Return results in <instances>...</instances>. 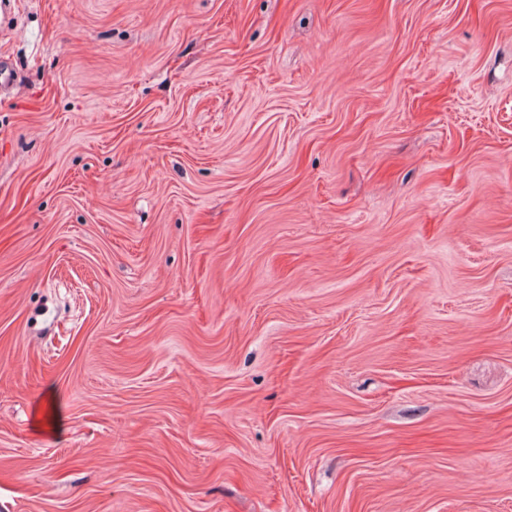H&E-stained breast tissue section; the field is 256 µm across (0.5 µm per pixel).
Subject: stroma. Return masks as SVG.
<instances>
[{"label":"stroma","mask_w":512,"mask_h":512,"mask_svg":"<svg viewBox=\"0 0 512 512\" xmlns=\"http://www.w3.org/2000/svg\"><path fill=\"white\" fill-rule=\"evenodd\" d=\"M1 55L0 512H512V0H25Z\"/></svg>","instance_id":"1"}]
</instances>
